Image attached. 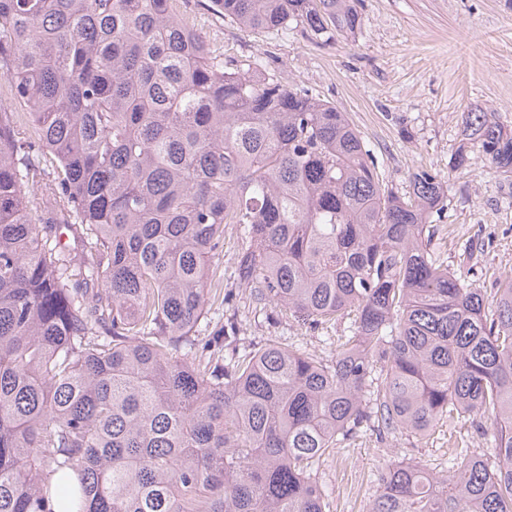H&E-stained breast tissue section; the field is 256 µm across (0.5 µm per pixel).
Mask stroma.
Masks as SVG:
<instances>
[{
    "label": "stroma",
    "instance_id": "1",
    "mask_svg": "<svg viewBox=\"0 0 512 512\" xmlns=\"http://www.w3.org/2000/svg\"><path fill=\"white\" fill-rule=\"evenodd\" d=\"M225 58H253L285 85L304 88L347 112L377 161V173L400 195L419 169L439 172L448 207L434 219L432 248L465 280L490 287V272L512 274V176L490 169L479 148L462 169L454 158L462 115L487 111L512 129V0H360L355 34L325 44L302 29L250 31L215 13L210 0H178ZM247 241L237 225L224 228V249L211 264L226 301L209 304L204 336L233 328L243 343L295 345L323 359L320 335L287 309L252 302L236 275ZM482 250L469 261L470 247ZM481 451L473 428L445 426L431 438L366 434L326 456L312 473L332 497L331 512H365L389 464L413 461L448 467L450 444Z\"/></svg>",
    "mask_w": 512,
    "mask_h": 512
}]
</instances>
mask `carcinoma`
Masks as SVG:
<instances>
[{"label":"carcinoma","instance_id":"carcinoma-1","mask_svg":"<svg viewBox=\"0 0 512 512\" xmlns=\"http://www.w3.org/2000/svg\"><path fill=\"white\" fill-rule=\"evenodd\" d=\"M211 2L325 43L361 24L358 0ZM175 3L0 0V76L35 129L0 108V512H330V450L447 423L492 453L396 462L367 512H512V275L489 294L448 269L426 233L444 177L400 196L347 113L224 64ZM463 136L512 173V130L466 112ZM226 224L253 301L350 320L331 360L198 336Z\"/></svg>","mask_w":512,"mask_h":512}]
</instances>
